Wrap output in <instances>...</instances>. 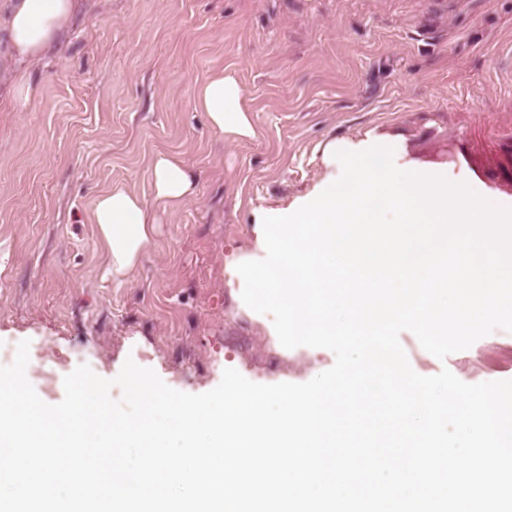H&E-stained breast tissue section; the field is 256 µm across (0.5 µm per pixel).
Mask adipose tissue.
Instances as JSON below:
<instances>
[{
  "instance_id": "adipose-tissue-1",
  "label": "adipose tissue",
  "mask_w": 512,
  "mask_h": 512,
  "mask_svg": "<svg viewBox=\"0 0 512 512\" xmlns=\"http://www.w3.org/2000/svg\"><path fill=\"white\" fill-rule=\"evenodd\" d=\"M74 0H8L0 14V36L5 39L9 59L20 63L10 79L4 100L14 112L25 111L39 94L27 70L70 25ZM196 106L205 112L211 128L224 140L240 142L255 138L257 131L245 102L244 89L233 72L204 82L197 91ZM153 198L121 183L100 191L93 202L89 221L96 227L106 254L108 271L116 285L126 283L152 243L157 208L175 210L192 200L196 181L192 168L176 153H157L150 165Z\"/></svg>"
}]
</instances>
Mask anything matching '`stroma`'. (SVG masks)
<instances>
[{
	"label": "stroma",
	"instance_id": "obj_1",
	"mask_svg": "<svg viewBox=\"0 0 512 512\" xmlns=\"http://www.w3.org/2000/svg\"><path fill=\"white\" fill-rule=\"evenodd\" d=\"M59 47L35 67L25 112L0 108V341H29L28 376L48 404L94 361L126 359L201 394L224 369L304 383L335 362L300 346L288 366L241 368L228 336L267 331L228 269L272 208L313 200L340 164L324 149L386 141L401 169L454 183L481 172L486 200L512 195V0H77ZM234 71L258 131L225 142L197 87ZM181 154L194 200L159 216L134 278L115 286L88 222L97 192L149 194V160ZM413 370L469 384L512 380V333L437 359L411 332Z\"/></svg>",
	"mask_w": 512,
	"mask_h": 512
}]
</instances>
